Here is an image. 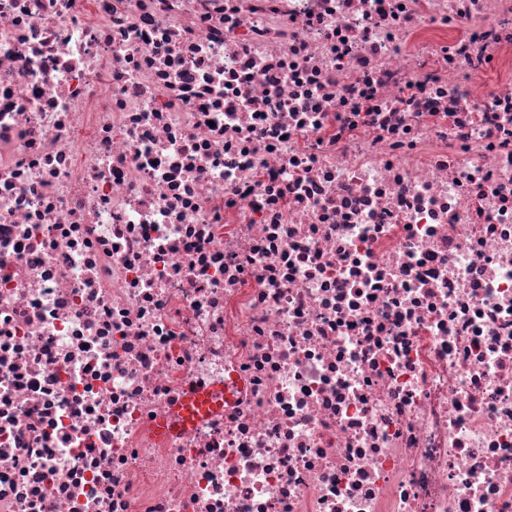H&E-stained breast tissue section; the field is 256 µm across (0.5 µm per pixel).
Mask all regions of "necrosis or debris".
<instances>
[{"mask_svg":"<svg viewBox=\"0 0 512 512\" xmlns=\"http://www.w3.org/2000/svg\"><path fill=\"white\" fill-rule=\"evenodd\" d=\"M0 512H512V0H0Z\"/></svg>","mask_w":512,"mask_h":512,"instance_id":"obj_1","label":"necrosis or debris"}]
</instances>
